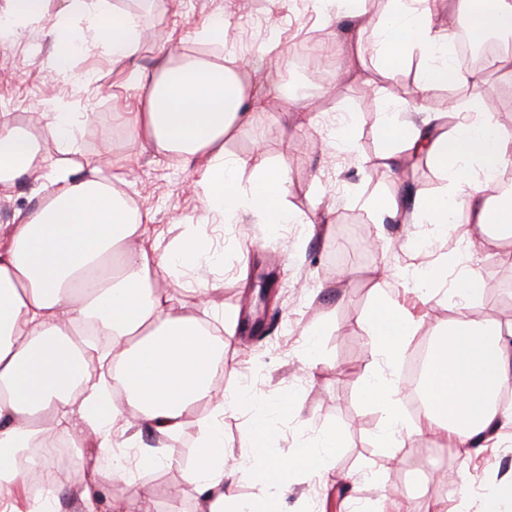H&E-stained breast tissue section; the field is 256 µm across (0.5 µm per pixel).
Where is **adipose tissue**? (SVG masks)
Listing matches in <instances>:
<instances>
[{"instance_id": "1", "label": "adipose tissue", "mask_w": 512, "mask_h": 512, "mask_svg": "<svg viewBox=\"0 0 512 512\" xmlns=\"http://www.w3.org/2000/svg\"><path fill=\"white\" fill-rule=\"evenodd\" d=\"M48 2L7 0L0 39L14 36L20 24H39ZM320 9L326 22L344 16L371 29L377 74L393 77L411 57L419 59V100L391 103L383 115L384 156L427 153L446 169L447 183L440 195L421 198L417 212L403 214L394 197L375 201V208L442 232L457 209L487 242L511 237L512 187L504 186L500 173L512 161V135L500 130L491 103L452 99L447 111L436 113L424 107V96L434 89L483 81L481 71L449 54L454 28L437 23L432 0H387L380 13L371 0H320ZM448 9L470 33H512V0H448ZM57 15L46 32L56 52L53 78L99 42L116 67L140 50L139 18L117 16L110 0H60ZM73 18L83 27H71ZM129 81L141 91L131 123L158 152L194 167L191 188L213 223H230L243 208L265 224L294 222L285 204L284 165L257 175L243 194L236 175L244 162L224 153L225 139L263 112L237 69L186 58L149 78L131 74ZM87 119L84 112L41 113L57 154L52 160L30 129L0 116V193L12 195L25 177L47 188L37 206L0 225V512H50L56 503L62 489L57 475L27 454L47 438L65 441L81 458L83 512H97L103 485L112 479L129 484L113 512H152L130 470L177 468L181 461L140 447V434L146 429L165 441L192 427L197 451L187 481L196 512H284L296 473L325 468L335 431L320 430L314 445L288 463L270 452V423L257 420L247 430L246 450L225 454L229 397L215 389L224 374L223 326L203 322L211 306L207 290L197 292L198 313L188 314L160 288L188 273L200 275L215 260L210 242L189 233L172 251H159L149 242L151 215L134 210L105 178L111 157L78 166L62 162ZM485 290L473 272L456 279L455 314L440 329L426 370L437 383L426 386L423 398L439 401L438 410L406 426L396 399L400 382L371 379L382 395L383 441L442 434L468 454L512 424V411L488 398L512 382V319L476 320L466 312L467 301ZM363 325L385 362L408 357L416 324L394 307L379 304ZM89 326L112 340L113 391L92 381L95 348L84 338ZM201 409L206 418H197ZM118 437L135 450L133 468L106 470L91 462L90 447H111ZM242 472L262 489L261 497L236 495Z\"/></svg>"}]
</instances>
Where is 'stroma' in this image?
I'll return each instance as SVG.
<instances>
[{"instance_id":"stroma-1","label":"stroma","mask_w":512,"mask_h":512,"mask_svg":"<svg viewBox=\"0 0 512 512\" xmlns=\"http://www.w3.org/2000/svg\"><path fill=\"white\" fill-rule=\"evenodd\" d=\"M117 13L137 14L148 36L127 67L153 73L162 48L177 45L190 57L199 40L196 26L220 13L231 21L216 63L250 56L270 40L279 48L264 70L247 73L248 87L266 90V118L240 127L224 142L227 156L244 159L239 185L276 164L288 169L286 199L298 223L270 227L251 212H240L233 224H212L202 203L184 187L192 172L181 159L158 153L136 141L129 127L116 124L114 113L136 109L138 91L125 83L103 47L72 57L68 77L56 86L58 107L88 112L76 141L78 159L102 154L115 161L116 185L132 208L154 217L159 249L174 248L184 225H196L219 259L205 274L213 299L209 321L224 319V375L218 391L241 389L245 376L254 383L249 396L224 411V451L239 456L244 430L259 403L286 402L275 418L270 445L274 456L291 459L316 431L335 428L339 443L327 470L296 475L285 500V512H380L384 498L396 500L401 512H425L438 496L444 512H456L462 495L477 498L489 486L512 480V428L503 429L486 448L463 458L454 448L422 437H402L391 445L381 440L379 395L368 381L383 371L363 319L378 298L398 306L412 319L416 333L434 336L453 315L449 256L464 237V221L439 233L431 224H400L373 209L375 197L404 193L409 208L421 196L439 195L445 176L432 158L407 173L384 164L377 124L388 101L416 96V62L403 66L397 80L365 82L372 67V35L361 32L360 71H353L338 46L351 22L327 25L313 0H114ZM320 36L334 54L335 75L327 84L307 70L283 76L282 63L312 36ZM53 52L43 30H28L0 46V113L27 121L47 111L44 81ZM286 82L294 93H313L311 108L282 100L274 85ZM352 122L353 149L329 146V122L337 116ZM388 270L376 284L373 270ZM471 269L491 289L471 301L473 316L485 319L512 312V266L480 253ZM276 271V297L270 306L260 299V275ZM317 338L319 364L306 361V333ZM436 460L441 469L459 473V485L427 489L416 470ZM154 502L155 512H193L194 493L185 490L171 500L172 486L183 484L181 469L164 468L137 476Z\"/></svg>"}]
</instances>
